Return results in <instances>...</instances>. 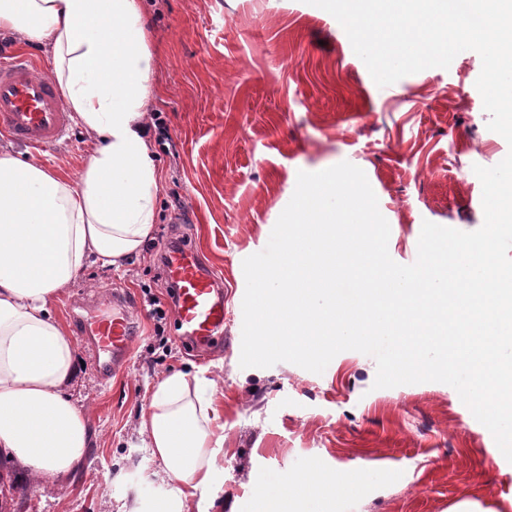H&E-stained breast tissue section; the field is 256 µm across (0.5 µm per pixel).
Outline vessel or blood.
<instances>
[{"mask_svg": "<svg viewBox=\"0 0 512 512\" xmlns=\"http://www.w3.org/2000/svg\"><path fill=\"white\" fill-rule=\"evenodd\" d=\"M71 128L70 112L48 79L26 55L0 60V134L32 149L58 144ZM164 269L179 287L182 342L210 349L224 343V299L218 283L197 252L181 247L167 253ZM80 343L91 354V369L101 384L126 362L131 343V316L121 312L91 321L81 319Z\"/></svg>", "mask_w": 512, "mask_h": 512, "instance_id": "obj_1", "label": "vessel or blood"}]
</instances>
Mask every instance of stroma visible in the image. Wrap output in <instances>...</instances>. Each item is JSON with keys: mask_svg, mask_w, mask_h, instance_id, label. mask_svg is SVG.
Segmentation results:
<instances>
[{"mask_svg": "<svg viewBox=\"0 0 512 512\" xmlns=\"http://www.w3.org/2000/svg\"><path fill=\"white\" fill-rule=\"evenodd\" d=\"M170 140L153 241L180 239L221 277L224 348L209 355L179 343L176 317L164 336L142 304V288L163 292L161 265L140 254L120 269L88 267L64 288L51 315L75 336L72 304L90 298L87 318L108 314L118 290L134 314L125 365L101 387L91 368L74 396L90 406L92 445L66 478L31 488L24 512H152L168 497L137 432L156 381L172 370L217 378L224 423L218 456L225 512H512V463L489 430L444 383L374 388L377 365L357 351L323 373L280 362L241 368L245 258L262 251L289 203L299 171L347 161L361 168L390 225L391 258H417L423 221L464 232L484 221L474 165L491 167L512 150L488 129L475 82L480 55L459 53L378 87L339 23L305 0H142ZM94 142L72 125L65 142L33 150L0 136V153L27 157L78 180ZM350 471L338 493L297 491L309 465ZM269 494H259V486Z\"/></svg>", "mask_w": 512, "mask_h": 512, "instance_id": "stroma-1", "label": "stroma"}]
</instances>
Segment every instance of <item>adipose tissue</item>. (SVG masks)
Segmentation results:
<instances>
[{
    "instance_id": "1",
    "label": "adipose tissue",
    "mask_w": 512,
    "mask_h": 512,
    "mask_svg": "<svg viewBox=\"0 0 512 512\" xmlns=\"http://www.w3.org/2000/svg\"><path fill=\"white\" fill-rule=\"evenodd\" d=\"M0 28L49 49L52 80L96 142L75 183L0 155V449L37 484L71 475L91 444L88 410L70 392L80 359L50 305L88 263L124 265L153 230V52L140 0H0ZM216 387L175 371L151 393L139 434L175 487L156 512H188L219 472Z\"/></svg>"
}]
</instances>
